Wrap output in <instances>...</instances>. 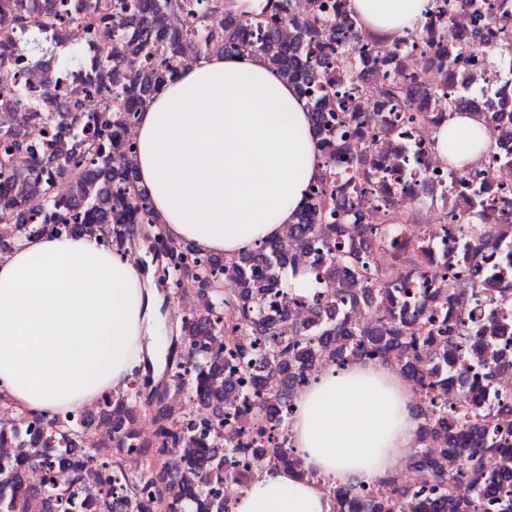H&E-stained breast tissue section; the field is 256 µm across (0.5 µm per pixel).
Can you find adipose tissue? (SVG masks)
<instances>
[{
	"instance_id": "1",
	"label": "adipose tissue",
	"mask_w": 512,
	"mask_h": 512,
	"mask_svg": "<svg viewBox=\"0 0 512 512\" xmlns=\"http://www.w3.org/2000/svg\"><path fill=\"white\" fill-rule=\"evenodd\" d=\"M429 0H348L362 29L422 28ZM439 158L471 165L492 147L460 113L435 132ZM135 158L158 224L206 253L281 237L322 171L307 104L257 53L205 56L141 113ZM160 297L127 257L91 236L45 234L0 258V392L31 413L96 404L160 355ZM412 394L389 367L326 370L296 399L290 433L309 478L274 470L234 512H331L325 481L374 483L413 445Z\"/></svg>"
}]
</instances>
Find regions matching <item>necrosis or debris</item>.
Returning a JSON list of instances; mask_svg holds the SVG:
<instances>
[{"mask_svg":"<svg viewBox=\"0 0 512 512\" xmlns=\"http://www.w3.org/2000/svg\"><path fill=\"white\" fill-rule=\"evenodd\" d=\"M486 22L484 12L466 5L456 9L450 23L425 32L419 43L364 35L359 85L373 93L371 119L351 129L348 139L366 141L371 148L361 170L366 199L355 208L340 194L336 207L342 213L340 236L361 261L386 265L402 258L393 287L402 297L425 302L431 317L464 331L463 351L454 368L462 380L449 386V405H456L472 386L485 385L490 432L512 436V332L492 343L483 337L492 323L512 324L511 307L499 309L495 320L485 317L483 294L487 288L512 289V217L502 215L512 206V166L502 162L512 157V67L494 68L478 52ZM42 35L50 49L36 59L21 49L15 30L0 28V45L12 50L29 91L43 102H65L74 96L77 112L99 111L100 96L84 88L89 68L59 66L71 46L65 26L43 28ZM432 40L451 57L467 55L464 69L473 81L449 87L448 96L456 108L488 116L495 143L493 157L457 181L451 179L447 163L420 138L421 124L448 121L447 110L431 93L439 59L422 44ZM406 81L419 89L407 107L375 95L382 84ZM415 159L420 167H412ZM478 183L489 185L490 200L485 210L473 215L465 197ZM487 224L493 227L490 243L465 248V241L478 238Z\"/></svg>","mask_w":512,"mask_h":512,"instance_id":"1","label":"necrosis or debris"}]
</instances>
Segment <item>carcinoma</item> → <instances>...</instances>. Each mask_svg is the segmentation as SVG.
<instances>
[{
  "instance_id": "1",
  "label": "carcinoma",
  "mask_w": 512,
  "mask_h": 512,
  "mask_svg": "<svg viewBox=\"0 0 512 512\" xmlns=\"http://www.w3.org/2000/svg\"><path fill=\"white\" fill-rule=\"evenodd\" d=\"M478 10L488 12L491 32L482 52L499 58H512V13L497 11L494 5L462 0ZM263 13L241 14L230 0H95L86 16L71 15L67 20L70 41L80 47L84 35L94 33L101 45L112 38H125L128 53L112 60V84H98L88 79L102 97L99 112L85 116L75 125L60 112L42 113L43 121L56 128L51 143L45 148L30 144L23 129L38 105L36 99L13 71L11 50L0 49V105L14 111L16 122L0 128V224L16 226L15 236L0 242V256L9 253L22 238L45 233L56 236L95 235L101 244H111L115 253H127L141 239L147 243L151 262L170 259L168 277H178V285L195 290L201 308L190 320L176 326L166 366L175 368L176 387L186 391L203 409L214 411L215 425L210 437H198L187 419H177L165 401L168 390L143 394L138 388L119 390L101 398L100 425L112 426V455L104 456L95 448H77L71 435L82 430L86 422L76 412L64 414L28 415L21 410L5 409L0 415V435L6 434L19 443V454L12 462H0V512H29L31 498L37 488L27 482V471L37 468L49 474L44 486L60 512H83L82 502L97 501L107 512L113 504L138 498L145 490L153 491V508L158 512H228V501L235 490L231 468L251 460L263 464L271 460L289 463L288 449L268 439L266 448L252 450L244 446L224 449L220 427L227 398L225 390L212 386L213 377L223 371V361L206 348V340L224 333L217 313L228 309L235 315L231 333L237 336H260L265 350L253 352L250 344L240 345L239 356L244 370L251 375L258 402L244 409L247 417H266L280 424L285 421L291 390L288 377H302L321 358L329 345L337 342L349 345L348 351L358 358L360 350L370 347L380 351L393 343L407 348L410 361L403 372L417 377L425 389L426 419L440 424L453 417L465 426L466 435L459 444L443 438L429 444L442 449L457 448L461 459L460 474L473 473L476 499L498 498L509 501L512 495V444L494 441L483 425L486 408L475 396L463 398L448 413V353L424 349L435 335L448 332L446 345L457 350L458 341L446 325L432 326L425 320L421 303H403L389 321H380L370 332L358 336L356 327L344 316L345 307L356 301V294L346 285L354 273V253L341 240L327 232L326 222L335 213L336 178L324 169L317 199L306 202L296 222L288 225L287 235L274 241H262L227 259L204 253L190 243L166 235L158 226L152 201L138 183L134 165L120 159L137 152V144L128 140L127 129L139 117L144 106L179 71L184 57L231 55L237 41L258 30L254 52L262 54L272 69L293 85L299 94H310L308 102L312 132L317 144L336 141V127L319 118L318 102L326 95L336 96L339 108L346 109L345 88L355 84L359 73L356 64L346 63V56L355 55L362 29L355 17H350L347 31L336 27V21L318 11L296 20L291 0H267ZM224 12L230 24H218L213 14ZM180 14L185 28L171 30L169 17ZM63 17L46 13L40 0H8L0 6V26H9L23 39L32 31ZM292 26L296 37L290 43L279 40L277 29ZM455 60L439 61V79L433 94L447 103L448 71ZM414 83L389 84L379 94L397 104H406L416 94ZM66 174L69 192H57L52 171ZM40 199L42 220L27 223L25 206L32 198ZM316 245L320 266L305 272L308 296L317 297V305L329 314L317 326L300 329L294 341L281 335L280 319L268 315L264 299L268 291L281 295L282 315H287L288 299L293 297L289 276L297 271L288 266L283 255L288 252V237ZM229 262L227 271L236 288L228 291L219 279L216 268ZM371 298L389 296L392 275L379 265L363 264ZM148 403L153 410L154 446L159 455L166 456L182 447L194 448L183 456L177 471L178 492L170 495L171 484L166 482L168 467L156 469L149 463L135 473L124 472L122 449L134 447L135 436L127 427ZM49 428L39 435L29 433L35 424ZM416 483L421 488L448 487V474L438 467L429 455L416 469ZM226 484V495L207 491L213 484ZM387 487L394 501L409 503L417 497L410 487H393L389 478L378 482ZM334 512L359 503L355 487L341 485L337 491Z\"/></svg>"
}]
</instances>
